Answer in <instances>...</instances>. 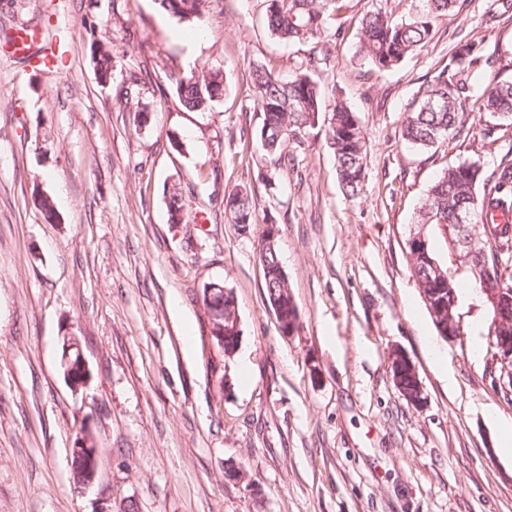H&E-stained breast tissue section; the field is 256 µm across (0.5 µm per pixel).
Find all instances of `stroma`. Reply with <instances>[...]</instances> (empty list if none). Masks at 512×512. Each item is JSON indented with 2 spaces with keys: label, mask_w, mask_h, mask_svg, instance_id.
<instances>
[{
  "label": "stroma",
  "mask_w": 512,
  "mask_h": 512,
  "mask_svg": "<svg viewBox=\"0 0 512 512\" xmlns=\"http://www.w3.org/2000/svg\"><path fill=\"white\" fill-rule=\"evenodd\" d=\"M374 7L346 0L338 38L288 45L262 0H208L183 22L156 0H0V512H512V456L499 451L512 392L487 349L492 317L460 293L462 337L443 341L408 245L440 171L493 166L512 125L469 101L463 133L437 151L400 138L414 92L460 41L480 45L479 84L512 81V17L489 24L487 0H460L380 73L356 52ZM25 26L58 42L53 69L4 54ZM103 44L116 61L105 82ZM309 58L367 135L361 197L339 185L326 123L280 174L256 137L251 66L287 76ZM204 65L222 70L224 95L187 109L169 75ZM238 186L256 199L245 231L224 218ZM175 188L192 223L170 220ZM270 224L300 314L289 337L258 260ZM211 283L237 300L229 356L202 303ZM72 336L90 371L77 389L61 368ZM399 349L423 406L394 384ZM83 425L96 442L87 485L69 461Z\"/></svg>",
  "instance_id": "1"
}]
</instances>
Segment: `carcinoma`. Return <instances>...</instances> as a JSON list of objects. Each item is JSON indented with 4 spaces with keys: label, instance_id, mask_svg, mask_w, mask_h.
Instances as JSON below:
<instances>
[{
    "label": "carcinoma",
    "instance_id": "cac0c4a2",
    "mask_svg": "<svg viewBox=\"0 0 512 512\" xmlns=\"http://www.w3.org/2000/svg\"><path fill=\"white\" fill-rule=\"evenodd\" d=\"M207 0H159L160 7L180 21L201 17ZM342 0H264L267 27L272 35L286 43L330 36V20L342 8ZM459 0H412L411 11L400 20L394 19L395 0H379V6L366 12L357 31L358 54L376 70L391 71L408 56L423 48L432 34L433 19L456 15ZM512 12V0H489L485 13L492 21ZM96 71L101 80L113 73L115 60L104 48L95 52ZM481 62L477 45L465 42L459 56L452 57L438 74L421 85L413 94L401 139L422 150L438 149L463 129L462 103L476 98L479 111L503 120H512V82H496L475 90L473 75ZM175 91L189 109H202L221 98L224 79L221 70L205 69L188 74L171 75ZM254 102L262 113L257 137L271 157L274 167L288 168L295 156L288 148L304 145L310 130L327 113V144L332 151L342 190L355 198L362 193L366 181L367 140L357 115L346 103H325L320 85L308 68L301 66L285 80L264 65L250 71ZM254 196L246 189H233L224 196V217L229 224L246 229L252 224ZM169 212L175 224H187L188 213L178 189L169 193ZM512 216V151L501 156L491 168L478 161H462L443 168L429 185L418 210L415 234L430 224L447 228L454 237L471 236L457 229L460 218L465 224H480L483 236L475 239L473 255L462 252L467 280H456L447 270L436 272L430 264L431 249L412 257L411 275L426 298L443 305V317H432L438 335H448V296L459 295L470 287L482 298L485 289L503 288L495 308H490L494 331L488 346L499 341H512V222L499 224L496 218ZM262 267L265 296L271 309L280 308L284 320L299 323L298 307L288 292V277L283 269L278 248L265 247L258 252ZM203 305L208 311L224 308V317L211 323V334L224 354H232L238 345L235 296L233 290L212 283L203 290ZM391 370L396 374L395 386L406 401L424 398L421 381L412 360L392 354Z\"/></svg>",
    "mask_w": 512,
    "mask_h": 512
}]
</instances>
